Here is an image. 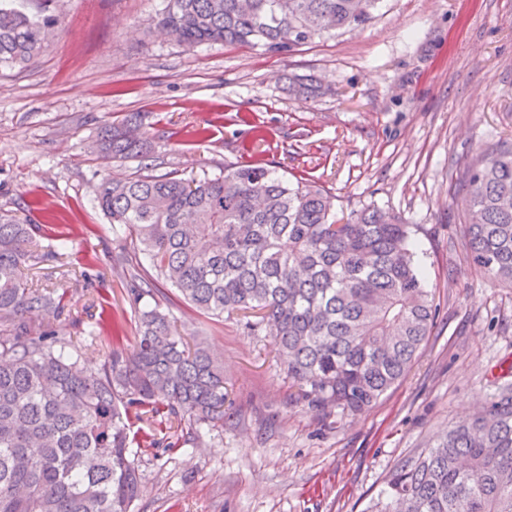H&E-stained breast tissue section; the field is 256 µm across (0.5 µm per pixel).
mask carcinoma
I'll use <instances>...</instances> for the list:
<instances>
[{"label": "carcinoma", "instance_id": "cac0c4a2", "mask_svg": "<svg viewBox=\"0 0 512 512\" xmlns=\"http://www.w3.org/2000/svg\"><path fill=\"white\" fill-rule=\"evenodd\" d=\"M56 0L28 14L0 5V66L24 67L61 26ZM378 0H167L156 20L193 48L262 44L286 51L357 27ZM321 86L288 82L311 97ZM138 116L104 125L92 146L108 160L151 158L132 134ZM463 234L473 266L512 288V147L467 166ZM95 201L123 241L122 273L138 318L131 352L112 347L95 370H79L78 328L64 295L34 286L22 269L57 258L39 225L0 208V512H131L140 475L130 415L146 424L143 448H176L224 424V363L207 339L185 342L154 299L175 288L197 313L253 315L245 328L270 333L288 378L316 408L362 412L407 374L437 308L399 216L365 209L339 222L331 196L292 185L257 164L185 179L178 171L110 176ZM52 312L59 326L38 321ZM164 431L157 437V431ZM369 512H512V396L390 471Z\"/></svg>", "mask_w": 512, "mask_h": 512}]
</instances>
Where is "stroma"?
<instances>
[{"mask_svg":"<svg viewBox=\"0 0 512 512\" xmlns=\"http://www.w3.org/2000/svg\"><path fill=\"white\" fill-rule=\"evenodd\" d=\"M165 4L58 0L62 26L41 55L0 67V207L65 241L27 276L99 327L82 366L98 367L112 339L133 348L125 252L92 200L103 176L142 164L87 150L133 112L154 145L151 174L267 165L321 186L335 216H400L437 316L406 378L356 415L301 399L270 336L200 316L168 285L156 294L223 356L226 416L201 439L140 453L133 512H365L397 462L512 390V288L467 259L460 181L483 150L512 145V0H380L365 25L285 52L186 47L154 28ZM289 75L332 91L290 98Z\"/></svg>","mask_w":512,"mask_h":512,"instance_id":"stroma-1","label":"stroma"}]
</instances>
